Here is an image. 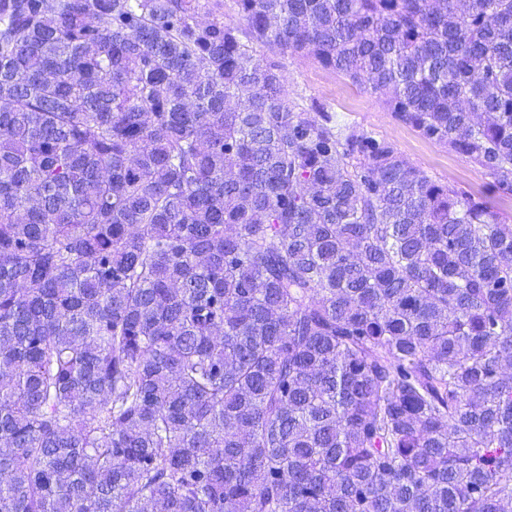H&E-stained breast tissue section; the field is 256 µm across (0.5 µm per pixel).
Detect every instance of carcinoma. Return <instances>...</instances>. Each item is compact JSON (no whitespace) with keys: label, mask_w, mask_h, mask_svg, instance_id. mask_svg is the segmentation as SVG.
I'll use <instances>...</instances> for the list:
<instances>
[{"label":"carcinoma","mask_w":512,"mask_h":512,"mask_svg":"<svg viewBox=\"0 0 512 512\" xmlns=\"http://www.w3.org/2000/svg\"><path fill=\"white\" fill-rule=\"evenodd\" d=\"M235 2L0 0V512H512V224L281 62L512 197V0ZM283 63L284 85L291 102L306 109L313 102L323 105L342 123L389 142L400 157L420 166L433 181L487 201L512 224V199L493 189V178L484 169L395 120L379 94L353 86L345 76L323 68L310 57L288 53Z\"/></svg>","instance_id":"obj_1"}]
</instances>
